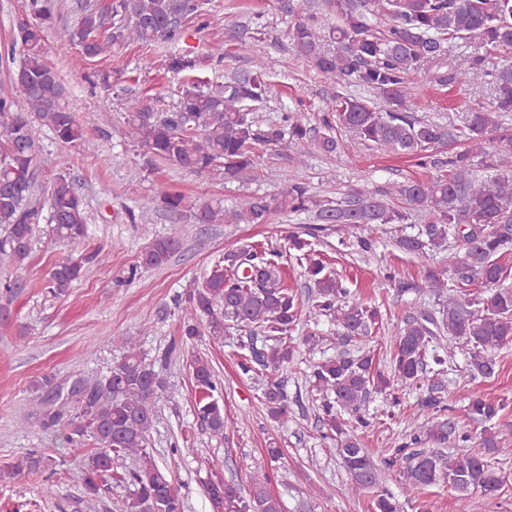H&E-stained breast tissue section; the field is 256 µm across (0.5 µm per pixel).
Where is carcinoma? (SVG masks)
Listing matches in <instances>:
<instances>
[{
	"label": "carcinoma",
	"instance_id": "cac0c4a2",
	"mask_svg": "<svg viewBox=\"0 0 512 512\" xmlns=\"http://www.w3.org/2000/svg\"><path fill=\"white\" fill-rule=\"evenodd\" d=\"M316 8L289 23L288 38L295 56L336 87L321 118L323 131L300 112H287L278 123L253 116L251 104L267 90L268 65L258 60L255 70L230 78L219 90L190 82L168 115L144 104L128 114L127 136L156 161L231 180L253 168L262 148L292 147L297 164L311 150L331 156L339 149L335 131L343 129L371 149L416 159L431 175L359 192L341 202L317 199L305 184L287 178L278 196L257 195L238 209L190 201L156 185L140 209L187 211L193 224H265L277 209L315 215V223L288 237V250L294 251L313 288L307 301L284 285L269 249L247 245L228 250L200 286L173 298L182 343L204 334L219 342L228 323L259 332L262 343L251 339L241 345L237 365L244 375H269L261 402L272 420L284 423L289 401L276 375L297 362L292 333L303 315L315 321L327 318L336 325L334 335L343 350L311 363L306 377L315 394L322 438L336 441L349 475L348 494L359 497L373 490L374 512H400L394 494L379 489L382 469L395 466L409 496L439 484L464 496L474 490L494 493L504 476L486 453L508 452L502 448L512 435L506 425L483 428L482 450L449 455L443 452L448 443H467L472 436L438 417L391 442L379 462L347 428L370 425L364 410L370 393L392 396L399 384L412 385L429 371L440 374L459 345L469 347L472 374L483 377L494 375L497 352L512 345V269L499 262L502 250L512 245V128L504 123L512 113V63L498 59L512 50V0H320ZM200 16L201 0H87L62 46H76L83 56L95 58L106 42L114 47L176 43L185 22ZM55 18L56 0H28L10 48L20 56L13 85L28 111H12L13 101L0 96V257L14 269L0 292L8 302L24 282L41 219L57 240L70 246L88 234L84 199L67 173L69 156L60 158V172L50 179L48 190L39 182L37 131L46 127L58 141L75 147L94 122L65 106L63 84L46 60ZM468 39L478 40L479 47L466 57V71L489 78L492 101L470 107L459 125L416 119L409 112L411 77L420 75L441 87L462 82L466 71L448 65L446 49ZM328 41L336 43V50L326 49ZM353 87L376 94L383 106L355 96ZM445 146L448 157L442 158ZM411 210L423 221L414 233L395 240L401 252L427 260L451 238L458 249L448 256V266L427 267V287L442 299V308L436 313L423 308L403 321L390 356L392 372L386 374L376 368L373 351L348 349L379 330L378 310L344 301L347 289L315 256L314 243L335 233L342 244V236L362 227L404 224ZM178 248L174 237L154 240L130 275L140 267L164 265ZM108 258L104 249L61 257L48 273L49 293L63 295L86 267ZM450 278L458 291L448 294ZM113 343L122 356L109 375L92 383L79 381L88 390L87 399L76 402L68 419L57 412L43 427L68 428L65 439L80 457L78 478L86 497L102 496L115 481L133 487L126 512H183L179 486L148 450L168 387L130 339L116 336ZM192 372L198 389L196 415L213 435L222 436L224 405L214 397L211 365L197 357ZM444 391L442 382H432L421 406L441 411ZM505 408L501 400L475 396L467 415L484 425ZM88 440L96 444L89 453ZM127 457L135 460L134 468H114L117 459ZM55 467L54 457L29 453L0 471V481ZM268 481L265 472L251 474V490L245 494L238 484L218 476L208 480L206 493L216 512H282L281 500L267 490Z\"/></svg>",
	"mask_w": 512,
	"mask_h": 512
}]
</instances>
